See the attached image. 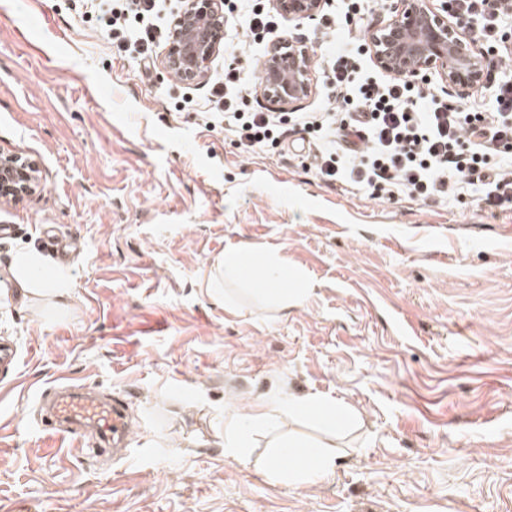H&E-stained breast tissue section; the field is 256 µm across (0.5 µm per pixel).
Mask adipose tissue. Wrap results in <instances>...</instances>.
Returning <instances> with one entry per match:
<instances>
[{
    "mask_svg": "<svg viewBox=\"0 0 512 512\" xmlns=\"http://www.w3.org/2000/svg\"><path fill=\"white\" fill-rule=\"evenodd\" d=\"M10 280L34 299L49 298L57 302L70 299L72 276L62 265H50L48 259L34 249L14 252L8 263ZM245 281L254 294L272 296L282 308L300 305L310 284L302 276L289 273L276 258L250 250L226 251L223 260L205 281L207 289L218 291L225 280ZM317 414L324 429L314 443H306L282 433L273 434L271 448H286L293 454V467L271 462L266 476L269 480L291 486L316 482L331 474L336 465V424L344 414L342 405L319 397L288 398L269 403L259 402L245 410L232 409L224 417V455L239 460L247 454L246 437L253 430L271 424H284L306 414Z\"/></svg>",
    "mask_w": 512,
    "mask_h": 512,
    "instance_id": "ef3b65f1",
    "label": "adipose tissue"
}]
</instances>
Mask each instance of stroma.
<instances>
[{
    "instance_id": "stroma-1",
    "label": "stroma",
    "mask_w": 512,
    "mask_h": 512,
    "mask_svg": "<svg viewBox=\"0 0 512 512\" xmlns=\"http://www.w3.org/2000/svg\"><path fill=\"white\" fill-rule=\"evenodd\" d=\"M86 0H0V150L40 168L0 202V269L73 238L65 309L0 277V512H512V207L366 189L316 175L306 132L243 152L212 120L208 83L114 54ZM333 98L330 31L282 22ZM228 22L211 76L256 67ZM275 254L311 290L280 311L203 280L231 249ZM66 382L120 401L130 453L91 461L39 424ZM320 394L348 407L336 468L292 488L264 475L267 439L226 459L224 412Z\"/></svg>"
}]
</instances>
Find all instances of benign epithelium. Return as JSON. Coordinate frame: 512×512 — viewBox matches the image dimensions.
<instances>
[{
  "label": "benign epithelium",
  "instance_id": "7a95c632",
  "mask_svg": "<svg viewBox=\"0 0 512 512\" xmlns=\"http://www.w3.org/2000/svg\"><path fill=\"white\" fill-rule=\"evenodd\" d=\"M326 0H273L277 13L290 22L313 20ZM224 0H181L174 12L161 66L170 76L199 84L224 46ZM372 60L383 72L418 78L432 72L462 94L483 86L484 60L468 26L433 0H396L391 18L366 35ZM262 93L273 105L289 110L312 92L310 53L281 39L263 58ZM39 183L38 164L17 152H0V199L31 194Z\"/></svg>",
  "mask_w": 512,
  "mask_h": 512
}]
</instances>
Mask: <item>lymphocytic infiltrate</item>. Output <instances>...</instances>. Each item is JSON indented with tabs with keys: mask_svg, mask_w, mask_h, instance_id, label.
<instances>
[{
	"mask_svg": "<svg viewBox=\"0 0 512 512\" xmlns=\"http://www.w3.org/2000/svg\"><path fill=\"white\" fill-rule=\"evenodd\" d=\"M158 4L101 0L93 21L118 55L136 56L147 66L168 38ZM454 4L457 11L480 19L483 38L495 47L488 69L507 72L492 86L491 111L471 113L438 102L400 76H387L380 83L360 77L355 57L367 48L362 37L332 54L335 105L321 115H275L250 107L246 86L234 68L212 82L211 110L245 151L277 143L290 125L318 126V175L368 187L376 199L403 192L424 201L444 200L471 189L491 205H512V54L496 47L502 28L512 26V0Z\"/></svg>",
	"mask_w": 512,
	"mask_h": 512,
	"instance_id": "f902f5d3",
	"label": "lymphocytic infiltrate"
}]
</instances>
